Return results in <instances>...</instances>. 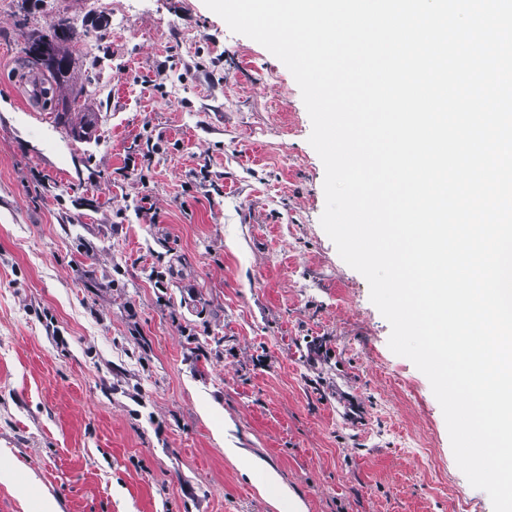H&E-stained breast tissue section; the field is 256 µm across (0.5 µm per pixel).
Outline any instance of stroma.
Here are the masks:
<instances>
[{"instance_id": "35a3bbf8", "label": "stroma", "mask_w": 512, "mask_h": 512, "mask_svg": "<svg viewBox=\"0 0 512 512\" xmlns=\"http://www.w3.org/2000/svg\"><path fill=\"white\" fill-rule=\"evenodd\" d=\"M60 18L57 83L23 47ZM311 130L203 0H0V512H493L321 226Z\"/></svg>"}]
</instances>
